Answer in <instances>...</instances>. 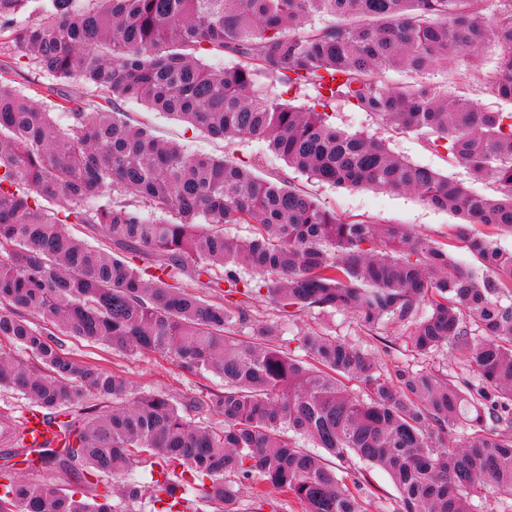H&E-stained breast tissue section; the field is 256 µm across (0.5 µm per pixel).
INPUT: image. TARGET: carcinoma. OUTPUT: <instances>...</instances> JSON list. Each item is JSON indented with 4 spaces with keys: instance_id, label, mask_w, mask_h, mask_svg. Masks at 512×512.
Listing matches in <instances>:
<instances>
[{
    "instance_id": "1",
    "label": "carcinoma",
    "mask_w": 512,
    "mask_h": 512,
    "mask_svg": "<svg viewBox=\"0 0 512 512\" xmlns=\"http://www.w3.org/2000/svg\"><path fill=\"white\" fill-rule=\"evenodd\" d=\"M25 15L35 20L17 25ZM6 46L16 55L0 63V304L12 309L0 312V340L38 367L1 351L0 385L64 417L63 446L44 449L42 466L80 482L148 462L180 471L166 483L127 482L125 512L142 499L181 512L189 487L207 478L215 512H239L243 491L253 512H279L273 492L301 512H366L360 477L340 469L354 459L388 473L399 512H471L490 485L494 512H512V252L498 242L512 233V109L380 81L391 69L459 66L484 72L512 105V0H0ZM487 48L494 66L485 71L473 57ZM226 55L234 62L222 69L208 63ZM24 66L99 101L90 111L70 97L45 105L16 86ZM264 81L316 95L296 107L261 93ZM125 100L213 139L261 142L322 183L413 190L460 219L449 236L479 265L463 267L402 226L342 219L286 177L162 141L125 120ZM336 101L423 136L471 181L493 180L498 196L336 128L317 111ZM70 224L107 245L74 237ZM226 224H246L250 236ZM204 277L227 297L264 294L278 314L238 336L241 305L182 283ZM311 308L353 312L369 331L386 318L406 324L417 354L446 345L468 378L424 367L390 375L330 330L296 338L312 362L297 359L279 345L282 323ZM52 326L212 373L224 391L181 408L135 394L120 376L68 357ZM90 397L112 408L85 405ZM187 409L224 424L196 425ZM2 479L0 512H118L106 493L90 506L9 468Z\"/></svg>"
}]
</instances>
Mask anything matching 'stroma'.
Here are the masks:
<instances>
[{
  "mask_svg": "<svg viewBox=\"0 0 512 512\" xmlns=\"http://www.w3.org/2000/svg\"><path fill=\"white\" fill-rule=\"evenodd\" d=\"M423 80L444 91L455 89L468 92L484 107L495 108L499 105L498 100L482 85L469 83L460 69L440 67L424 75ZM122 110L126 112L130 123L148 126L152 134L162 140L180 143L195 153L228 155L251 163L265 174L288 177L290 182L306 187L323 207L338 215L354 216L378 224H399L413 234L443 243L447 242L450 227L456 222L454 215L430 207L416 193L348 190L311 182L288 168L282 159L267 152L259 142L229 143L215 140L180 121L146 111L144 105L138 102H124ZM331 113V120L337 127L381 139L394 155L440 171L456 181L467 179L464 169L451 165L448 157L431 150L422 137L400 133L390 125L377 121L372 115L344 103L333 105ZM324 324L331 326L337 335L367 350L386 370L392 371L409 364L446 371L458 381L467 375L450 349L444 347L431 356L420 357L412 352L407 342V326L387 320L378 329L369 331L349 311L332 316L319 314L315 310L305 311L287 321L283 338L291 340L302 335L306 329ZM59 342L70 357L122 376L136 392H159L175 402L184 403L206 398L224 389L220 377L185 371L157 354H133L119 347L112 348L70 336L60 337Z\"/></svg>",
  "mask_w": 512,
  "mask_h": 512,
  "instance_id": "obj_1",
  "label": "stroma"
}]
</instances>
